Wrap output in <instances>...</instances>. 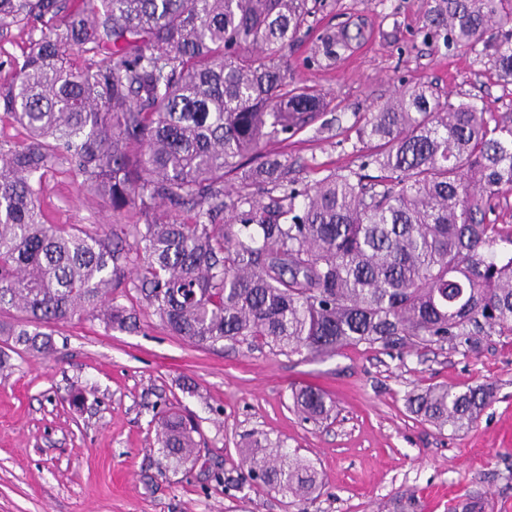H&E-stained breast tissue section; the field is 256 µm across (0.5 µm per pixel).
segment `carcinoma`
I'll return each instance as SVG.
<instances>
[{"label": "carcinoma", "mask_w": 512, "mask_h": 512, "mask_svg": "<svg viewBox=\"0 0 512 512\" xmlns=\"http://www.w3.org/2000/svg\"><path fill=\"white\" fill-rule=\"evenodd\" d=\"M315 13L316 0H0L1 24L41 31L0 92L27 133L0 143V312L22 320L0 322V336L46 354L45 325L90 316L135 329L136 310L112 298L128 286L172 335L205 347L477 356L484 337L512 334V256L499 249L512 235L494 217L512 191V119L432 85L404 90L364 114L359 138L373 146L358 168L297 187L288 153L267 146L328 105L289 76L288 49ZM421 33L512 82V0H433ZM362 38L327 31L314 59L333 63ZM71 46L103 64L72 63ZM59 163L110 206L109 230L45 220L38 197ZM495 398L480 382L410 404L460 430ZM295 402L312 419L329 412L311 388ZM194 432L165 414L163 451L187 458ZM245 462L298 501L318 484L310 464L258 439Z\"/></svg>", "instance_id": "cac0c4a2"}]
</instances>
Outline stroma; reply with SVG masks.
Listing matches in <instances>:
<instances>
[{"mask_svg":"<svg viewBox=\"0 0 512 512\" xmlns=\"http://www.w3.org/2000/svg\"><path fill=\"white\" fill-rule=\"evenodd\" d=\"M427 0H324L312 30L291 49L293 76L330 102L287 142L300 183L358 168L355 123L396 91L433 84L452 101L475 100L512 115V84L475 54L424 42ZM360 26L364 41L341 60H310L317 37ZM31 31L0 27V91L16 81ZM68 165L46 177L49 223L105 230L112 212L78 190ZM46 356L22 351L0 368V512H449L479 496L485 512H512V335L488 336L479 357L450 347L402 355L363 346L331 356L286 355L247 345L205 348L172 335L152 310L134 331L92 318L50 326ZM495 401L464 430H438L409 412L407 393L477 382ZM336 403L328 420L305 421L296 389ZM84 396L80 407L71 393ZM200 432L196 457L178 463L157 443L170 407ZM280 443L314 467L320 485L304 506L256 484L242 461L249 438Z\"/></svg>","mask_w":512,"mask_h":512,"instance_id":"stroma-1","label":"stroma"}]
</instances>
